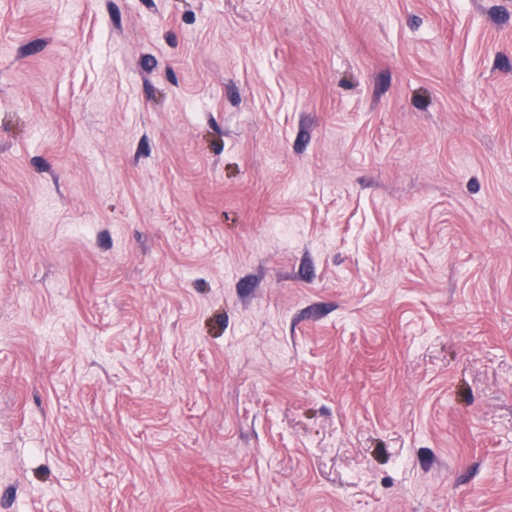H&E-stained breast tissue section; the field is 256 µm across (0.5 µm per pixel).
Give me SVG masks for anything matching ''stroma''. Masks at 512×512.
Returning a JSON list of instances; mask_svg holds the SVG:
<instances>
[{
    "label": "stroma",
    "instance_id": "1",
    "mask_svg": "<svg viewBox=\"0 0 512 512\" xmlns=\"http://www.w3.org/2000/svg\"><path fill=\"white\" fill-rule=\"evenodd\" d=\"M0 512H512V0H0Z\"/></svg>",
    "mask_w": 512,
    "mask_h": 512
}]
</instances>
